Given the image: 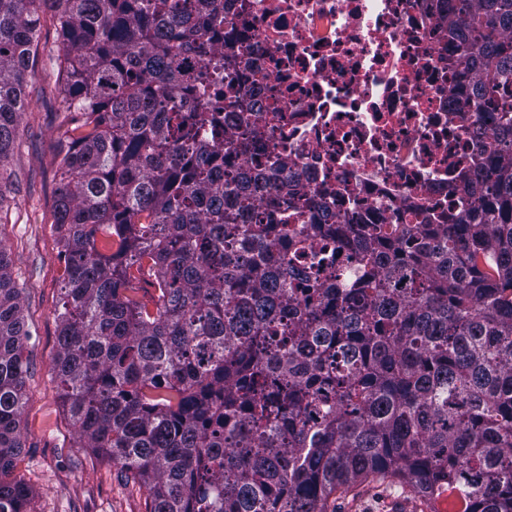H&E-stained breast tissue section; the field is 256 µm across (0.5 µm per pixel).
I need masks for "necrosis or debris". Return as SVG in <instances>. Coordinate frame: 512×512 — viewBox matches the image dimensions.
Segmentation results:
<instances>
[{
    "label": "necrosis or debris",
    "instance_id": "necrosis-or-debris-1",
    "mask_svg": "<svg viewBox=\"0 0 512 512\" xmlns=\"http://www.w3.org/2000/svg\"><path fill=\"white\" fill-rule=\"evenodd\" d=\"M233 29L241 104L269 133L239 167L299 173L291 203L356 224H447L473 204L478 71L450 32L461 0H219Z\"/></svg>",
    "mask_w": 512,
    "mask_h": 512
}]
</instances>
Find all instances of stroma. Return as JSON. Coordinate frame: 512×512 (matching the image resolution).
Returning <instances> with one entry per match:
<instances>
[{"label": "stroma", "instance_id": "35a3bbf8", "mask_svg": "<svg viewBox=\"0 0 512 512\" xmlns=\"http://www.w3.org/2000/svg\"><path fill=\"white\" fill-rule=\"evenodd\" d=\"M55 22L44 12L39 41L42 52L28 65L24 79L26 108L9 170L18 180L9 186L8 211L0 220V244L10 248L14 277L24 290L26 355L30 373L22 415L18 471L32 491L30 512H145L146 492L125 483L115 467L90 456L62 404L52 371L58 351L61 246L54 225L57 143L63 105L56 91ZM333 512H425L424 503L400 500L386 490L363 489L353 499H337Z\"/></svg>", "mask_w": 512, "mask_h": 512}]
</instances>
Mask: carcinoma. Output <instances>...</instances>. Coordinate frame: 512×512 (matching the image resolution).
Here are the masks:
<instances>
[{
  "instance_id": "obj_1",
  "label": "carcinoma",
  "mask_w": 512,
  "mask_h": 512,
  "mask_svg": "<svg viewBox=\"0 0 512 512\" xmlns=\"http://www.w3.org/2000/svg\"><path fill=\"white\" fill-rule=\"evenodd\" d=\"M215 0H0V171L18 133L39 4L65 102L53 362L80 447L146 491L145 512H328L372 482L463 512H512V0L449 22L481 65L499 158L451 224H290L226 165L262 136L235 96L189 107ZM224 57V84L241 80ZM220 119L242 138L205 137ZM352 247L339 281L316 244ZM156 291L145 302L146 285ZM0 244V512L15 473L29 334Z\"/></svg>"
}]
</instances>
